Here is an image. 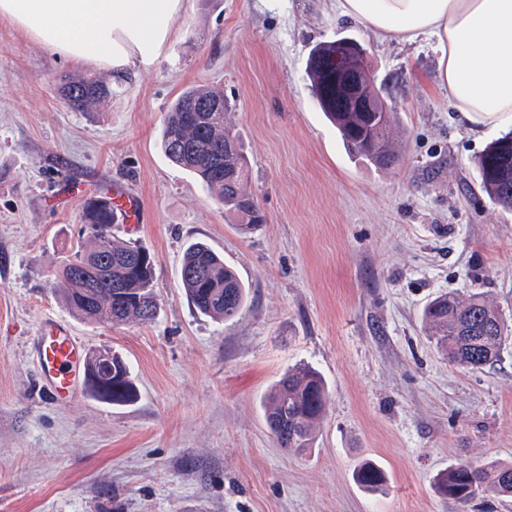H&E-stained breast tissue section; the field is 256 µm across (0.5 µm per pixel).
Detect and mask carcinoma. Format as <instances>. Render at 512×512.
I'll list each match as a JSON object with an SVG mask.
<instances>
[{
    "label": "carcinoma",
    "instance_id": "1",
    "mask_svg": "<svg viewBox=\"0 0 512 512\" xmlns=\"http://www.w3.org/2000/svg\"><path fill=\"white\" fill-rule=\"evenodd\" d=\"M336 42L317 44L307 62L310 89L328 120L336 127L349 152L378 169L396 165L391 133L394 113L375 89V75L368 72L365 91L379 112H346L336 86V69L329 59ZM59 96L72 110L84 112L108 98L112 91L92 79H60ZM222 103L216 112L195 108ZM231 107L224 94L208 87L184 90L166 113L161 145L167 158L217 193L224 211L240 220L244 231L265 222L253 196L243 190L247 159L226 115ZM482 189L494 202L512 210V132L493 141L477 161ZM115 214L112 199H91L81 213L82 241L77 251L52 274L63 286L64 298L73 314L97 324L135 318L153 322L158 313L154 289V264L143 249L116 240L112 235ZM180 280L192 305L203 315L231 321L243 309L247 292L224 259L202 242L190 244L183 255ZM424 319L437 346L448 359L467 368H482L497 357L504 321L496 307L480 294L461 298L444 293L424 309ZM94 394L114 404L131 401L135 387L127 364L112 354V380L91 385ZM328 392L321 374L299 366L282 377L269 395L266 422L282 448L311 447L315 425L324 415ZM357 481L376 490L384 483L382 472L370 463L356 473ZM437 492L463 507L483 495L512 496V462L491 461L482 466L458 463L439 473Z\"/></svg>",
    "mask_w": 512,
    "mask_h": 512
}]
</instances>
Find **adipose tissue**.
<instances>
[{
	"label": "adipose tissue",
	"mask_w": 512,
	"mask_h": 512,
	"mask_svg": "<svg viewBox=\"0 0 512 512\" xmlns=\"http://www.w3.org/2000/svg\"><path fill=\"white\" fill-rule=\"evenodd\" d=\"M181 0H0V19L77 63L121 73L156 58ZM380 40L435 38L437 84L467 127H512V0H336Z\"/></svg>",
	"instance_id": "obj_1"
}]
</instances>
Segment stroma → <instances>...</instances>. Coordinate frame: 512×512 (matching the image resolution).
<instances>
[{"mask_svg":"<svg viewBox=\"0 0 512 512\" xmlns=\"http://www.w3.org/2000/svg\"><path fill=\"white\" fill-rule=\"evenodd\" d=\"M333 0H182L148 65L121 77L77 64L0 21V512H457L436 475L512 460V331L496 361L451 363L423 320L444 293L483 294L512 328V211L480 187L477 156L500 130L469 132L435 81L432 41H381ZM352 37L396 114L399 166L351 155L314 99L313 46ZM63 76L112 97L74 112ZM223 90L266 216L241 232L161 146L191 86ZM128 193L139 221L120 242L149 252L154 322L74 316L51 274L81 236L84 202ZM202 241L248 290L224 321L180 281ZM56 319L86 349L128 363L136 396L90 388L56 404L32 340ZM307 364L329 402L309 450L280 448L270 389ZM373 462L380 491L354 479Z\"/></svg>","mask_w":512,"mask_h":512,"instance_id":"1","label":"stroma"}]
</instances>
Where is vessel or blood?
Returning a JSON list of instances; mask_svg holds the SVG:
<instances>
[{
	"mask_svg": "<svg viewBox=\"0 0 512 512\" xmlns=\"http://www.w3.org/2000/svg\"><path fill=\"white\" fill-rule=\"evenodd\" d=\"M41 331L33 345L39 359L42 385L48 396L57 400L78 394L88 363L83 344L70 336L62 324L51 319L42 324Z\"/></svg>",
	"mask_w": 512,
	"mask_h": 512,
	"instance_id": "vessel-or-blood-1",
	"label": "vessel or blood"
}]
</instances>
